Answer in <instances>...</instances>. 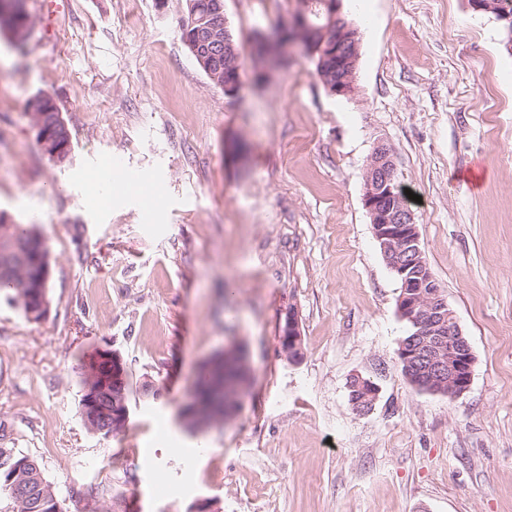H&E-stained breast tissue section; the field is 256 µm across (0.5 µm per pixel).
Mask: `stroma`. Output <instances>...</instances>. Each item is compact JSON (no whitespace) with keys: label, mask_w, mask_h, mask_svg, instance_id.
I'll return each mask as SVG.
<instances>
[{"label":"stroma","mask_w":512,"mask_h":512,"mask_svg":"<svg viewBox=\"0 0 512 512\" xmlns=\"http://www.w3.org/2000/svg\"><path fill=\"white\" fill-rule=\"evenodd\" d=\"M26 0L24 55L0 27V218L34 224L50 255L40 321L0 299V424L63 512H512V44L469 0H345L360 35L355 91L288 52L260 68V33L296 0H224L238 98L180 39L186 0ZM51 96L65 162L38 143ZM391 149L430 271L475 365L456 398L401 370L400 283L363 206ZM120 156L164 197L90 182ZM302 336L290 361L287 314ZM120 353L135 390L115 434L87 429L81 367ZM242 351L238 411L181 412L211 362ZM380 388L356 412L353 375ZM150 381L161 395L144 396ZM47 102L52 104L53 100L49 97L41 96L33 102V117L38 140L47 155L62 161L68 157L71 150V140L66 137L67 123L56 105L52 106L51 111L43 113L45 114V121H52L54 117L53 112H55L54 122L52 124L44 122V115L41 114V111L45 110Z\"/></svg>","instance_id":"35a3bbf8"}]
</instances>
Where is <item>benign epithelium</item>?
I'll return each instance as SVG.
<instances>
[{
    "label": "benign epithelium",
    "instance_id": "1",
    "mask_svg": "<svg viewBox=\"0 0 512 512\" xmlns=\"http://www.w3.org/2000/svg\"><path fill=\"white\" fill-rule=\"evenodd\" d=\"M330 25L325 30L321 44L322 62L336 66L340 73L331 93L337 96H349L354 92L355 71L348 58L346 33L349 25L342 14V0L323 2ZM311 25L309 8L305 4L295 7L288 27L263 37L266 46L261 59L265 64L273 61L272 54L280 47L298 43L306 54H314V47L303 38L304 31ZM196 47H205V54L198 55L202 69L215 77L212 71V59L208 51L224 45V88L225 95L235 97L241 87L240 67L237 65L238 53L233 36L225 22L209 17V22L195 31ZM52 99L41 96L33 102V117L39 143L51 158L62 161L71 150V140L66 137L67 123L62 113H55L54 122H44L46 105ZM365 191L363 204L367 210L376 241L389 264L403 282V294L399 300V315L410 320L417 329L416 335L422 337V343L416 349L401 347L398 355L408 366L417 369L415 387L431 394L447 395L451 398L465 393L472 381L475 357L472 348L463 334L453 310L449 307L440 285L436 282L423 259L417 224L412 212L396 183L395 169L391 150L385 143H378L368 159L364 174ZM35 302L28 305L30 319L42 315L49 307L47 293L40 289L33 294ZM283 335L287 337L281 346L290 360H297L302 353V340L293 314H288ZM103 359L109 361L110 376L95 382L90 378L83 390L84 419L89 420L102 411L103 404L112 399L109 385L125 379L126 370L122 359L115 353H106ZM355 378L370 388L371 402L363 404L352 402L358 413L372 409L379 394L378 386L369 378L359 374Z\"/></svg>",
    "mask_w": 512,
    "mask_h": 512
}]
</instances>
